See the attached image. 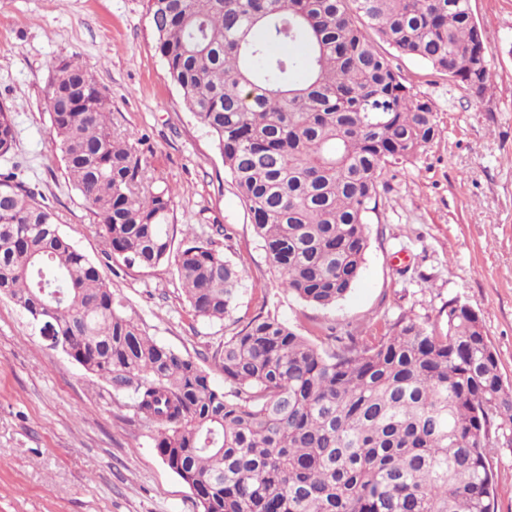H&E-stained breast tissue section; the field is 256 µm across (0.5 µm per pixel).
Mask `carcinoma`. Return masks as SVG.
Listing matches in <instances>:
<instances>
[{"label": "carcinoma", "mask_w": 512, "mask_h": 512, "mask_svg": "<svg viewBox=\"0 0 512 512\" xmlns=\"http://www.w3.org/2000/svg\"><path fill=\"white\" fill-rule=\"evenodd\" d=\"M147 13L281 287L322 309L361 274L383 167L417 159L441 134L431 102L375 41L476 100L492 83L470 0H147ZM46 97L55 150L108 255L172 265L194 316H230L241 271L210 238L174 249L173 190L146 183L139 141L112 129L106 89L62 58ZM16 141L0 103V156ZM0 295L131 395L201 512H494L486 439L492 426L512 430V388L465 304H448L444 330L402 318L360 339L330 327L325 345L260 313L215 352L219 390L190 356L144 333L14 173L0 174Z\"/></svg>", "instance_id": "obj_1"}]
</instances>
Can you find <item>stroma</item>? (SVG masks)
<instances>
[{"label": "stroma", "mask_w": 512, "mask_h": 512, "mask_svg": "<svg viewBox=\"0 0 512 512\" xmlns=\"http://www.w3.org/2000/svg\"><path fill=\"white\" fill-rule=\"evenodd\" d=\"M493 72L482 100L425 63L391 61L428 99L442 130L428 152L387 164L359 280L323 310L280 287L212 137L168 79L146 0H0V103L12 109L15 151L0 157L55 210L60 228L93 260L149 336L212 370L225 337L267 311L297 331L382 333L407 317L442 324L449 302L479 315L512 385V0H471ZM76 58L104 86L112 124L141 136L150 176L175 190V246L186 227L220 224L217 248L243 270L234 318L194 317L174 266L125 267L104 253L92 217L50 137L46 85L53 64ZM155 433L127 393L51 349L0 296V512H199L190 487L158 455ZM497 512H512V434L491 436Z\"/></svg>", "instance_id": "stroma-1"}]
</instances>
